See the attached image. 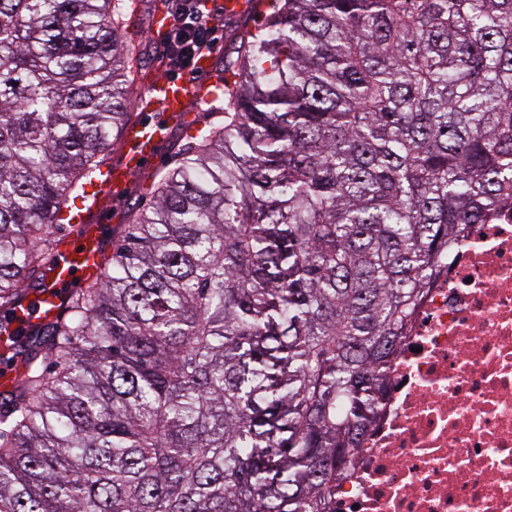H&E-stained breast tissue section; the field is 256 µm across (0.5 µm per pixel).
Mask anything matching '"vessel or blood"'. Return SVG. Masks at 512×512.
I'll use <instances>...</instances> for the list:
<instances>
[{
    "mask_svg": "<svg viewBox=\"0 0 512 512\" xmlns=\"http://www.w3.org/2000/svg\"><path fill=\"white\" fill-rule=\"evenodd\" d=\"M221 87L220 74L207 53L197 58L187 77L144 82L140 101L148 108H159L160 117L152 123L136 121L125 126L121 161L98 168L85 185L87 199L96 203L105 196L122 197L131 174L156 158L170 131L187 121L188 101L213 104ZM71 222L75 232L60 238L56 251L50 254L41 287L28 294L11 315L0 320V335L16 340L36 326L56 320L63 308L64 288L77 280L102 277L105 254L101 224L90 219L85 211L74 214ZM25 370L18 358L0 363V391L11 390Z\"/></svg>",
    "mask_w": 512,
    "mask_h": 512,
    "instance_id": "1",
    "label": "vessel or blood"
}]
</instances>
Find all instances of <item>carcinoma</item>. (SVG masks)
Masks as SVG:
<instances>
[{
  "mask_svg": "<svg viewBox=\"0 0 512 512\" xmlns=\"http://www.w3.org/2000/svg\"><path fill=\"white\" fill-rule=\"evenodd\" d=\"M224 124L14 349L0 512H332L425 288L512 200V0H267ZM126 0H0V313L122 139Z\"/></svg>",
  "mask_w": 512,
  "mask_h": 512,
  "instance_id": "cac0c4a2",
  "label": "carcinoma"
}]
</instances>
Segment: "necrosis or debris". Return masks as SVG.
<instances>
[{"mask_svg": "<svg viewBox=\"0 0 512 512\" xmlns=\"http://www.w3.org/2000/svg\"><path fill=\"white\" fill-rule=\"evenodd\" d=\"M334 512H512V205L448 252Z\"/></svg>", "mask_w": 512, "mask_h": 512, "instance_id": "4bbe7bcc", "label": "necrosis or debris"}]
</instances>
